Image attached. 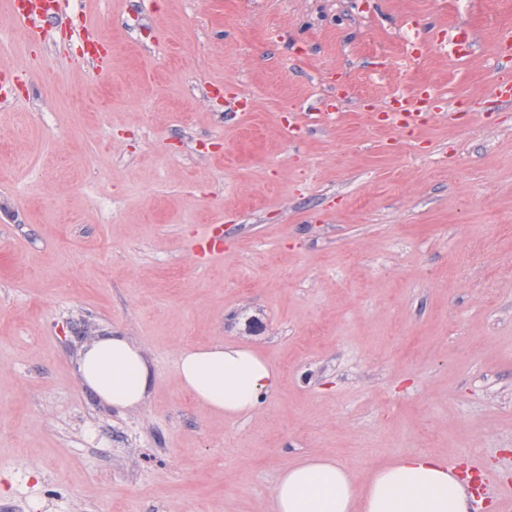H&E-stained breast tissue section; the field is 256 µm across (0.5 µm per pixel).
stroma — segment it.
I'll return each instance as SVG.
<instances>
[{
  "label": "stroma",
  "instance_id": "35a3bbf8",
  "mask_svg": "<svg viewBox=\"0 0 512 512\" xmlns=\"http://www.w3.org/2000/svg\"><path fill=\"white\" fill-rule=\"evenodd\" d=\"M78 7L110 69L0 5V512H266L315 454L478 457L512 485V101L492 90L512 0ZM451 25L467 61L438 45ZM422 82L452 118L406 136L368 115ZM211 85L249 112L225 124ZM324 97L335 126L282 136ZM113 330L154 376L123 412L78 374ZM219 341L279 375L233 419L176 377ZM96 25L97 22L94 19L89 15L84 14L82 26V30L84 31L83 35L86 37V40L94 46L93 50L89 52L88 62L90 65L102 70L107 69L112 65V57L108 53L103 52L98 44L89 39L90 32L96 27ZM448 45L453 46L458 54V59L465 60L477 51V39L462 26H448L446 32Z\"/></svg>",
  "mask_w": 512,
  "mask_h": 512
}]
</instances>
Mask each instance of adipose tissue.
<instances>
[{"mask_svg": "<svg viewBox=\"0 0 512 512\" xmlns=\"http://www.w3.org/2000/svg\"><path fill=\"white\" fill-rule=\"evenodd\" d=\"M176 371L197 402L227 418L255 410L278 381L255 351L224 342L182 350ZM78 373L83 387L119 411L143 404L153 384L141 347L116 332L86 347ZM469 480L425 453L401 455L364 476L315 455L281 473L269 512H469Z\"/></svg>", "mask_w": 512, "mask_h": 512, "instance_id": "1", "label": "adipose tissue"}]
</instances>
